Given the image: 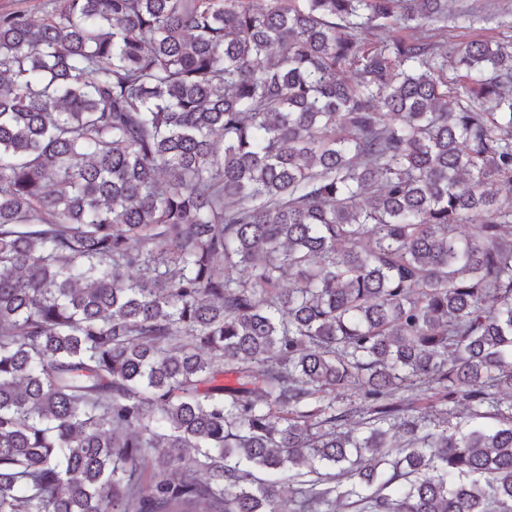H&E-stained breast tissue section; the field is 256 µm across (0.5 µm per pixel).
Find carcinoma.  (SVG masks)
Here are the masks:
<instances>
[{
    "label": "carcinoma",
    "mask_w": 512,
    "mask_h": 512,
    "mask_svg": "<svg viewBox=\"0 0 512 512\" xmlns=\"http://www.w3.org/2000/svg\"><path fill=\"white\" fill-rule=\"evenodd\" d=\"M446 21L0 11V512H512V46Z\"/></svg>",
    "instance_id": "carcinoma-1"
}]
</instances>
